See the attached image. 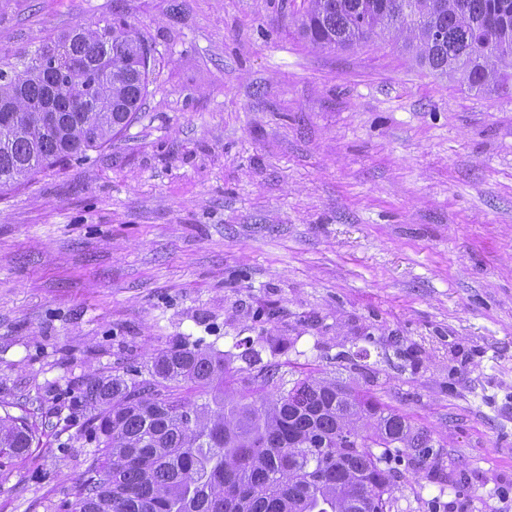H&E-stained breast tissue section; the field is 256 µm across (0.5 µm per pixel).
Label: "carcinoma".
<instances>
[{
    "label": "carcinoma",
    "mask_w": 512,
    "mask_h": 512,
    "mask_svg": "<svg viewBox=\"0 0 512 512\" xmlns=\"http://www.w3.org/2000/svg\"><path fill=\"white\" fill-rule=\"evenodd\" d=\"M302 30L320 48L408 35L433 74L485 92L512 87V0H308ZM151 50L118 18L77 26L23 68H0V192L112 141L131 123ZM55 109L51 126L35 109ZM148 380L87 383L95 443L70 512H392V460L427 456L430 439L367 391L279 362L256 371L176 342ZM188 384L201 401L180 396ZM35 431L0 415V475Z\"/></svg>",
    "instance_id": "1"
}]
</instances>
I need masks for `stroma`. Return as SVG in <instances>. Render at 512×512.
I'll return each mask as SVG.
<instances>
[{"label":"stroma","mask_w":512,"mask_h":512,"mask_svg":"<svg viewBox=\"0 0 512 512\" xmlns=\"http://www.w3.org/2000/svg\"><path fill=\"white\" fill-rule=\"evenodd\" d=\"M306 6L0 0L2 59L116 15L153 58L122 134L0 193V412L40 435L0 512H67L88 379L178 339L406 413L393 512H512V94L312 47Z\"/></svg>","instance_id":"stroma-1"}]
</instances>
